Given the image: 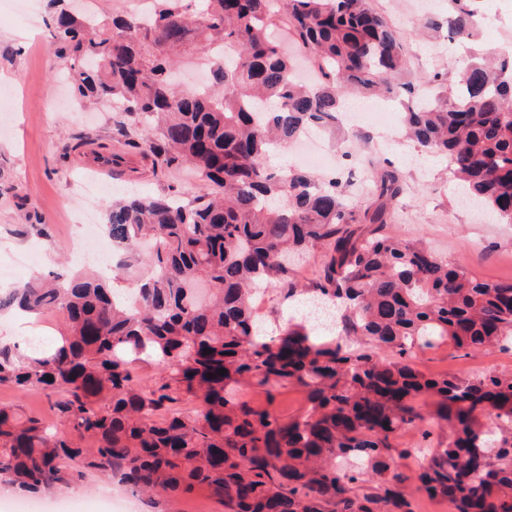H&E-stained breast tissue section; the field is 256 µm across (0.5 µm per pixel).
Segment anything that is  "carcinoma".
Instances as JSON below:
<instances>
[{"mask_svg":"<svg viewBox=\"0 0 512 512\" xmlns=\"http://www.w3.org/2000/svg\"><path fill=\"white\" fill-rule=\"evenodd\" d=\"M181 2L149 0L147 19L110 27L57 21L55 52L73 61L78 92L157 122L154 156L195 167L220 192L112 205L104 227L119 267L150 264L131 302L97 273L0 291V311L55 313L66 326L49 347L0 343V386L50 392L63 426L1 405L0 478L40 493L93 471L157 512L195 491L224 512H417L408 483L448 512H512V376L427 374L412 361L435 340L512 351V280L476 278L391 235L404 191L394 170L360 213L338 181L266 165L309 128L336 126L348 99L406 93L416 98L407 138L512 224V56L471 50L454 91L420 93L398 82L409 59L368 0H199L194 15ZM473 2L448 0L450 38L478 36ZM190 36L203 57L216 46L228 55L205 91L178 94L166 54ZM295 250L321 256L307 288L288 274ZM270 279L286 300L339 303L348 340L264 331L253 297ZM145 358L164 371L151 386L136 371ZM244 385L270 397L301 389L309 407L286 420L243 400ZM183 396L194 414L174 407ZM428 396L433 407L418 405ZM406 431L419 446L392 443ZM415 451L426 457L413 474L394 470Z\"/></svg>","mask_w":512,"mask_h":512,"instance_id":"1","label":"carcinoma"}]
</instances>
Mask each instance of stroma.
<instances>
[{"label":"stroma","mask_w":512,"mask_h":512,"mask_svg":"<svg viewBox=\"0 0 512 512\" xmlns=\"http://www.w3.org/2000/svg\"><path fill=\"white\" fill-rule=\"evenodd\" d=\"M70 0H37V15L26 22L11 0H0V286L10 289L33 277L71 269L70 242L79 232L83 176L94 155L116 153L122 161L106 179L98 202L106 214L113 199L141 195L194 197L212 185L189 165L156 164L149 153L145 122L117 103L77 96L64 84L66 62L54 50L56 19ZM371 7L398 29L410 61L405 78L427 91L435 73L454 82L462 57L449 44L444 25L448 0H370ZM481 45L512 51V0H479ZM388 129L344 123L324 133L333 162L306 169L318 179L356 183L352 196L363 206V177L386 163L399 170L405 191L393 208L389 232L419 240L449 262L489 280L512 279V224L494 215L479 217L458 199L444 160L409 143L389 146ZM64 325L60 315L21 319L0 311V336L19 343L34 336L54 343ZM417 367L427 373L469 377L486 372L512 375V352L468 355L444 341L418 350ZM109 477L87 472L69 488L50 494L68 512H101L96 494Z\"/></svg>","instance_id":"obj_1"}]
</instances>
